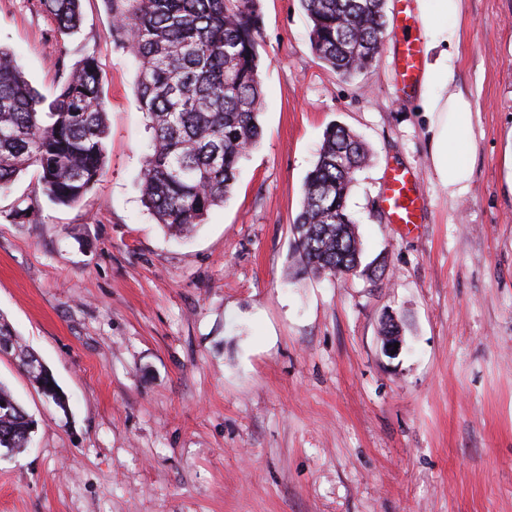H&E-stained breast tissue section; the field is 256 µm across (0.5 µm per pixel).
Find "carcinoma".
<instances>
[{
	"label": "carcinoma",
	"mask_w": 512,
	"mask_h": 512,
	"mask_svg": "<svg viewBox=\"0 0 512 512\" xmlns=\"http://www.w3.org/2000/svg\"><path fill=\"white\" fill-rule=\"evenodd\" d=\"M317 59L352 78L375 61L387 29L386 0H300ZM63 34L80 22L81 0H38ZM108 35L138 60L136 102L152 132L140 173L157 223L192 235L232 192L240 161L262 137L258 0H103ZM52 100L34 89L0 48V193L35 166L42 191L78 202L103 174L108 127L95 56L70 66ZM365 143L332 124L307 174L293 229L305 271L360 272L363 243L347 209ZM34 421L0 385V449L18 453Z\"/></svg>",
	"instance_id": "cac0c4a2"
}]
</instances>
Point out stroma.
Masks as SVG:
<instances>
[{
  "mask_svg": "<svg viewBox=\"0 0 512 512\" xmlns=\"http://www.w3.org/2000/svg\"><path fill=\"white\" fill-rule=\"evenodd\" d=\"M263 135L194 238L141 202L150 134L137 63L102 0L58 38L34 0H0V47L52 96L93 53L109 135L103 175L71 206L28 170L0 195V317L50 371L47 399L14 353L0 384L35 422L0 455V512H512V0H468L454 62L474 99L468 195L448 196L417 94L397 81L401 0L373 66L318 61L299 0H259ZM368 146L347 205L380 282L305 274L292 225L323 133ZM419 177L422 222L389 224L382 187ZM39 220L19 223L18 206ZM395 312L404 345L382 349Z\"/></svg>",
  "mask_w": 512,
  "mask_h": 512,
  "instance_id": "stroma-1",
  "label": "stroma"
}]
</instances>
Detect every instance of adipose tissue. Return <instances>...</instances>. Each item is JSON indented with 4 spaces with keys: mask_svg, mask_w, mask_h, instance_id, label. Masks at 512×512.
Returning <instances> with one entry per match:
<instances>
[{
    "mask_svg": "<svg viewBox=\"0 0 512 512\" xmlns=\"http://www.w3.org/2000/svg\"><path fill=\"white\" fill-rule=\"evenodd\" d=\"M419 11L429 46L436 51L424 65L420 100L431 162L449 197L457 199L470 191L475 156L471 93L461 83L449 53L460 42L466 0H421Z\"/></svg>",
    "mask_w": 512,
    "mask_h": 512,
    "instance_id": "obj_1",
    "label": "adipose tissue"
}]
</instances>
